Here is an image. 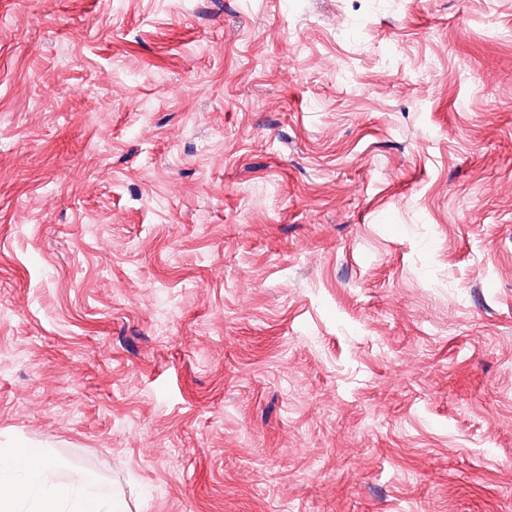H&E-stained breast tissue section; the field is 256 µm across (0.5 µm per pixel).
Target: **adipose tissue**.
<instances>
[{"instance_id":"ef3b65f1","label":"adipose tissue","mask_w":512,"mask_h":512,"mask_svg":"<svg viewBox=\"0 0 512 512\" xmlns=\"http://www.w3.org/2000/svg\"><path fill=\"white\" fill-rule=\"evenodd\" d=\"M0 512H129L123 497L84 472L60 485L44 449L0 448Z\"/></svg>"}]
</instances>
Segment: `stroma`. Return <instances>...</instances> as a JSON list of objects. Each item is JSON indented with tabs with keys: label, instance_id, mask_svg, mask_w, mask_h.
<instances>
[{
	"label": "stroma",
	"instance_id": "35a3bbf8",
	"mask_svg": "<svg viewBox=\"0 0 512 512\" xmlns=\"http://www.w3.org/2000/svg\"><path fill=\"white\" fill-rule=\"evenodd\" d=\"M131 512H512V0H0V448Z\"/></svg>",
	"mask_w": 512,
	"mask_h": 512
}]
</instances>
